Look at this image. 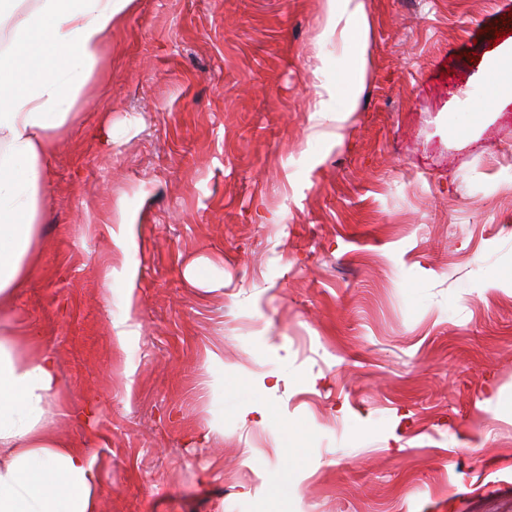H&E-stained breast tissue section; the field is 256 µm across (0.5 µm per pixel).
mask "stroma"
<instances>
[{
	"label": "stroma",
	"mask_w": 512,
	"mask_h": 512,
	"mask_svg": "<svg viewBox=\"0 0 512 512\" xmlns=\"http://www.w3.org/2000/svg\"><path fill=\"white\" fill-rule=\"evenodd\" d=\"M364 9L335 122L324 0H133L107 35L0 325L55 354L98 512H512V100L481 103L512 0ZM282 434L288 448V467H300L303 464L304 448L308 438L307 428L296 421L284 420Z\"/></svg>",
	"instance_id": "stroma-1"
}]
</instances>
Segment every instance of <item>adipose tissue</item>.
<instances>
[{"label": "adipose tissue", "instance_id": "adipose-tissue-1", "mask_svg": "<svg viewBox=\"0 0 512 512\" xmlns=\"http://www.w3.org/2000/svg\"><path fill=\"white\" fill-rule=\"evenodd\" d=\"M131 0H39L0 48V321L38 264L39 193L54 142L76 117L103 41ZM325 23L344 22L367 66L369 28L360 0H326ZM35 336L0 340V512H97L100 484L87 449L60 440L44 406L60 379L54 356Z\"/></svg>", "mask_w": 512, "mask_h": 512}]
</instances>
